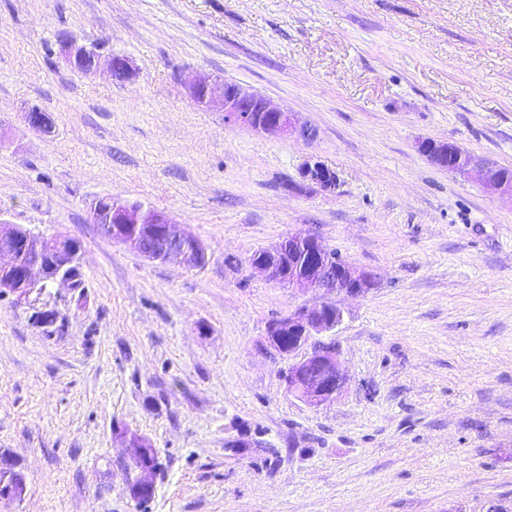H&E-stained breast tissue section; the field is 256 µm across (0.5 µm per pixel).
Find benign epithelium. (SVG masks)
<instances>
[{"mask_svg":"<svg viewBox=\"0 0 512 512\" xmlns=\"http://www.w3.org/2000/svg\"><path fill=\"white\" fill-rule=\"evenodd\" d=\"M60 43L72 69L89 72L99 66L101 56L95 48L75 46L65 38L60 39ZM109 69L116 81L130 74L128 63L121 56L109 60ZM191 96L201 106L220 105L227 124L245 125L256 132L302 140L314 136L311 126L300 122L293 113L272 106L263 96L250 93L236 83L225 82L218 87L202 75L192 84ZM418 150L444 169L453 167L456 159H461L460 174L469 176L477 172L487 187L512 199V182L495 177L493 172L497 167L477 162L459 147L450 150L446 142L426 139L419 142ZM300 175L304 181L326 191L338 186L336 172L317 160L307 161ZM90 220L105 236L148 259L179 261L193 267L206 261L205 250L194 235L179 228L168 214L138 202L102 197L92 204ZM80 249L79 242L69 237L49 241L19 225L1 224L0 256L8 257V262L0 263V293L7 290L26 297L37 286L57 281L77 287L78 276L74 271L59 269L51 275L48 264L68 256L76 265ZM251 265L271 282L323 297L318 305L300 307L272 322L267 328V340L280 355L297 358L284 375L288 394L314 407L335 401L345 387L346 374L336 346L322 339L323 334L342 320V310L331 303L329 296H365L378 287L379 273L348 263L327 249L317 237L300 233L259 251L252 257ZM154 453L155 449L144 445L130 449L135 466L143 473L130 486L134 499L154 490L149 474L155 467L147 463ZM2 476L5 480L0 482V499L21 500L26 492L25 477L18 461L5 452L0 453Z\"/></svg>","mask_w":512,"mask_h":512,"instance_id":"obj_1","label":"benign epithelium"}]
</instances>
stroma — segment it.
I'll use <instances>...</instances> for the list:
<instances>
[{
  "label": "stroma",
  "mask_w": 512,
  "mask_h": 512,
  "mask_svg": "<svg viewBox=\"0 0 512 512\" xmlns=\"http://www.w3.org/2000/svg\"><path fill=\"white\" fill-rule=\"evenodd\" d=\"M63 36L133 78L71 69ZM200 74L315 138L225 124L193 101ZM422 138L512 168V0H0V218L77 240L83 281L0 294V450L27 482L0 512L512 501V199L433 164ZM311 158L335 192L303 186ZM104 196L169 214L205 264L105 237L87 221ZM297 231L381 276L337 299L347 381L320 407L288 395L290 361L266 343L319 298L251 266ZM132 434L160 452L142 504Z\"/></svg>",
  "instance_id": "stroma-1"
}]
</instances>
